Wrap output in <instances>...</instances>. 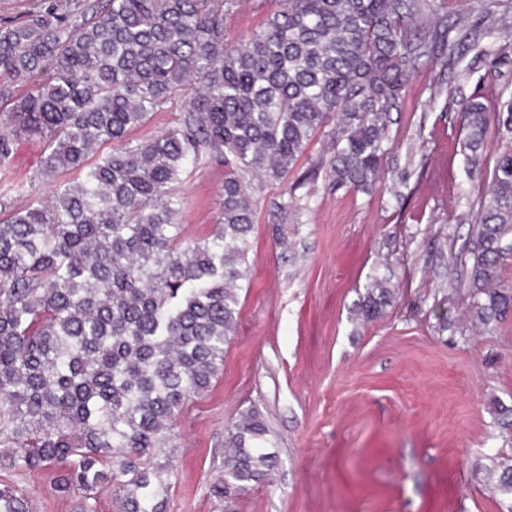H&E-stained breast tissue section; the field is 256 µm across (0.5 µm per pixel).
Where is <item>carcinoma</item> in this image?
I'll list each match as a JSON object with an SVG mask.
<instances>
[{
  "label": "carcinoma",
  "instance_id": "obj_1",
  "mask_svg": "<svg viewBox=\"0 0 512 512\" xmlns=\"http://www.w3.org/2000/svg\"><path fill=\"white\" fill-rule=\"evenodd\" d=\"M480 21L448 23L435 0H282L236 45L224 16L241 0H29L0 17V165L23 140L43 144L37 178L79 181L18 208L0 195V468L62 463L60 494L112 487L119 512H167L160 448L176 447L184 407L212 385L238 327L255 201L247 175L280 185L329 126L332 186L370 191L404 90L425 58L442 67L481 35L504 36L501 0H477ZM175 126L137 143L129 133L173 99ZM468 161L480 171L489 130L512 141V95L461 102ZM112 150L98 154L100 147ZM207 161L224 186L207 238L187 242L179 185ZM464 282L487 327L512 312L500 285L512 254V148L496 154L474 213ZM374 278L365 322L391 306ZM267 427L247 412L227 432L211 496L248 491L274 468ZM0 512H29L0 483Z\"/></svg>",
  "mask_w": 512,
  "mask_h": 512
}]
</instances>
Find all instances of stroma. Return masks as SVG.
<instances>
[{
    "mask_svg": "<svg viewBox=\"0 0 512 512\" xmlns=\"http://www.w3.org/2000/svg\"><path fill=\"white\" fill-rule=\"evenodd\" d=\"M279 7L244 0L227 36ZM500 44L493 30L464 50L441 93L438 65L412 74L375 190L331 189L323 131L287 183L255 189L238 330L210 390L178 419L163 476L169 512H221L209 488L224 469L225 432L251 410L277 464L233 497V512H512L500 482L512 465V314L477 327L456 286L486 186L462 146L458 101L490 103L512 87V61L492 63ZM223 185L214 163L181 184L187 238L211 233ZM291 196L296 207L277 215L273 202ZM375 277L390 279L395 298L366 324L356 308ZM59 471L0 468V482L21 489L32 512H78L80 495L53 489Z\"/></svg>",
    "mask_w": 512,
    "mask_h": 512,
    "instance_id": "35a3bbf8",
    "label": "stroma"
}]
</instances>
